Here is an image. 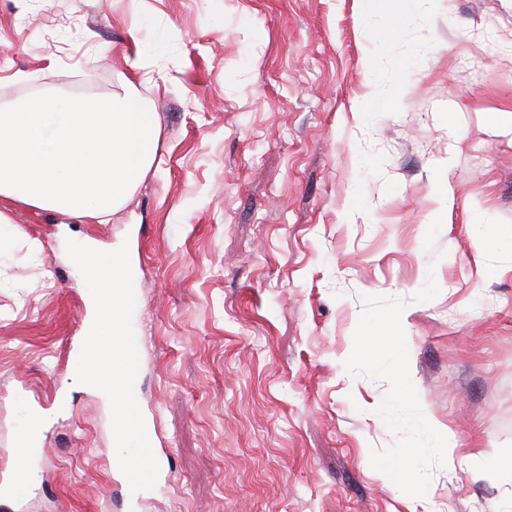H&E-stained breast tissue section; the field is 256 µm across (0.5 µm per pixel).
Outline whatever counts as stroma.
Segmentation results:
<instances>
[{
    "mask_svg": "<svg viewBox=\"0 0 512 512\" xmlns=\"http://www.w3.org/2000/svg\"><path fill=\"white\" fill-rule=\"evenodd\" d=\"M44 93L133 95L160 136L108 223L0 200V472L14 389L53 409L81 334L74 226L140 255L171 481L139 512H507L512 0H0V105ZM406 393L453 454L379 417ZM114 453L73 394L0 512H126Z\"/></svg>",
    "mask_w": 512,
    "mask_h": 512,
    "instance_id": "stroma-1",
    "label": "stroma"
}]
</instances>
